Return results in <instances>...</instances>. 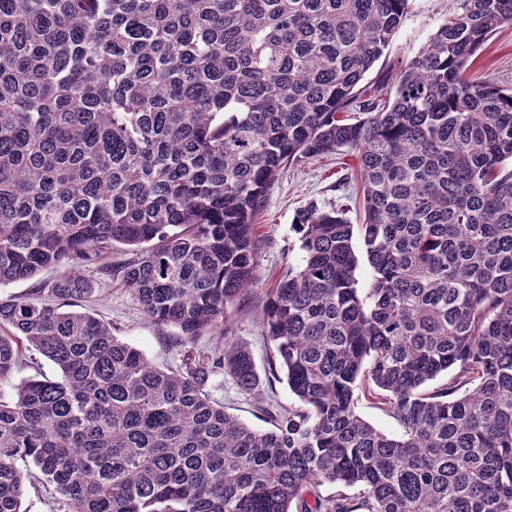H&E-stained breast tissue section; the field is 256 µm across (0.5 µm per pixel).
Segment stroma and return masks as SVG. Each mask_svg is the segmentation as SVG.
Here are the masks:
<instances>
[{"label":"stroma","instance_id":"obj_1","mask_svg":"<svg viewBox=\"0 0 512 512\" xmlns=\"http://www.w3.org/2000/svg\"><path fill=\"white\" fill-rule=\"evenodd\" d=\"M447 9L446 0H412L400 33L382 59L384 68L399 66L401 61L418 53ZM471 71L474 76H489L499 85L512 86V26L497 30L485 42L473 60ZM354 163V158L330 154L289 165L267 193L257 221V232L263 241L257 289L248 303L229 316L234 340L251 351L256 366H263L266 359L259 318L264 293L288 269L298 267L301 260L295 227L298 212L314 201L327 208L344 207L351 223L362 221L359 188L356 183L344 181L349 166ZM84 276L92 282L93 291L80 299L82 309L115 325L118 338L139 349L152 365L165 369L178 364L180 347L172 330L149 322L121 281L94 266L87 268ZM208 390L227 412L257 430L267 427L257 409L258 402L273 400L286 407L296 403L283 382L271 389L261 388L255 396L240 391L229 377L217 374L211 377Z\"/></svg>","mask_w":512,"mask_h":512}]
</instances>
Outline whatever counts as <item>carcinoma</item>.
Instances as JSON below:
<instances>
[{
    "label": "carcinoma",
    "mask_w": 512,
    "mask_h": 512,
    "mask_svg": "<svg viewBox=\"0 0 512 512\" xmlns=\"http://www.w3.org/2000/svg\"><path fill=\"white\" fill-rule=\"evenodd\" d=\"M410 2L0 0V286L71 270L53 303H0V386L30 356L57 369L0 398V512L32 466L64 512H512V88L468 76L512 0H448L366 83ZM340 151L363 222L297 215L301 264L261 324L300 407H259L258 431L207 390L259 387L225 321L258 282L270 185ZM116 243L135 257L109 272L182 341L174 369L65 310ZM357 413L376 429L387 434H396L399 430L398 425L393 418L364 399L358 403Z\"/></svg>",
    "instance_id": "carcinoma-1"
}]
</instances>
